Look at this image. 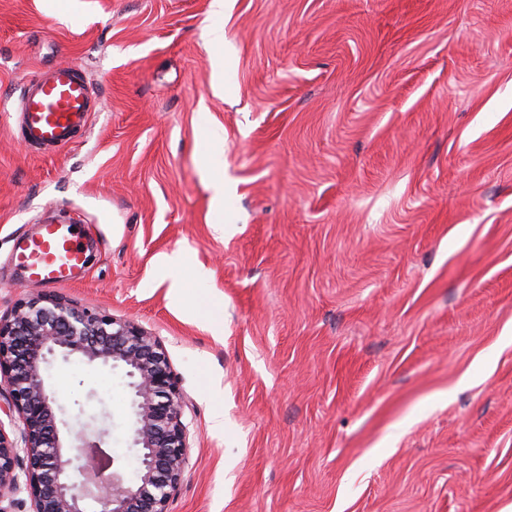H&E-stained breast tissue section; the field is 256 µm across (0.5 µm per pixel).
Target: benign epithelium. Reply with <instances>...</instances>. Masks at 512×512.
<instances>
[{
  "label": "benign epithelium",
  "instance_id": "7a95c632",
  "mask_svg": "<svg viewBox=\"0 0 512 512\" xmlns=\"http://www.w3.org/2000/svg\"><path fill=\"white\" fill-rule=\"evenodd\" d=\"M120 367L130 378L133 479L113 460L90 468L87 449L103 456L108 430L86 423L67 456L54 393L45 372L57 357ZM0 394L22 424L20 440L0 426V502L26 490L31 512H169L187 457L185 401L163 344L131 319L90 313L64 297L38 294L0 317Z\"/></svg>",
  "mask_w": 512,
  "mask_h": 512
}]
</instances>
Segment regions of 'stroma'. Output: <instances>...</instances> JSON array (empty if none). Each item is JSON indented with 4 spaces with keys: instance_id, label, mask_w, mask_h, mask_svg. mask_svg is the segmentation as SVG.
<instances>
[{
    "instance_id": "stroma-1",
    "label": "stroma",
    "mask_w": 512,
    "mask_h": 512,
    "mask_svg": "<svg viewBox=\"0 0 512 512\" xmlns=\"http://www.w3.org/2000/svg\"><path fill=\"white\" fill-rule=\"evenodd\" d=\"M63 63L95 110L31 148L19 88ZM48 217L88 264L46 294L139 323L179 377L169 512H512V0H0V316ZM47 375L134 477L124 371Z\"/></svg>"
}]
</instances>
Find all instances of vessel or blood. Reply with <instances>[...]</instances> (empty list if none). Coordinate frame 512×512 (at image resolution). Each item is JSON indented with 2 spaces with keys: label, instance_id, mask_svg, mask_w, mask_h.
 I'll return each mask as SVG.
<instances>
[{
  "label": "vessel or blood",
  "instance_id": "vessel-or-blood-1",
  "mask_svg": "<svg viewBox=\"0 0 512 512\" xmlns=\"http://www.w3.org/2000/svg\"><path fill=\"white\" fill-rule=\"evenodd\" d=\"M92 92L75 66L67 65L28 80L19 89V130L30 146L70 142L91 110ZM79 224H45L38 236L21 238L18 259L28 282L55 285L86 264Z\"/></svg>",
  "mask_w": 512,
  "mask_h": 512
}]
</instances>
